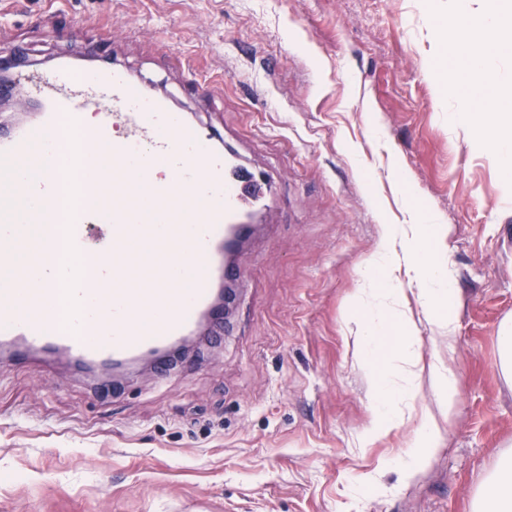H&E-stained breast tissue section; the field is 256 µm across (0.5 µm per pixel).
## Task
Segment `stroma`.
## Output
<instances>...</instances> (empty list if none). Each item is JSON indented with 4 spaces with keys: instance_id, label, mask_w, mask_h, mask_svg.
Masks as SVG:
<instances>
[{
    "instance_id": "1",
    "label": "stroma",
    "mask_w": 512,
    "mask_h": 512,
    "mask_svg": "<svg viewBox=\"0 0 512 512\" xmlns=\"http://www.w3.org/2000/svg\"><path fill=\"white\" fill-rule=\"evenodd\" d=\"M91 49L267 172L272 201L221 348L117 393L57 359L0 363V512H471L512 452V184L453 123L426 0H0V57ZM409 202L449 229L456 336L419 328L458 402L403 476L415 424L375 431L351 337ZM499 369L507 379H512V323L505 321L499 328Z\"/></svg>"
}]
</instances>
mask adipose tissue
Segmentation results:
<instances>
[{"label": "adipose tissue", "mask_w": 512, "mask_h": 512, "mask_svg": "<svg viewBox=\"0 0 512 512\" xmlns=\"http://www.w3.org/2000/svg\"><path fill=\"white\" fill-rule=\"evenodd\" d=\"M445 231L437 215L417 209L411 210L409 223L387 225L356 297V306L365 318L354 339L355 353L367 380L375 427L403 423L398 404L415 398L422 371L430 372L437 392L441 413H421L415 431L417 450L404 460L408 471L417 466L423 453L436 448L437 418L452 416L458 397L452 371L437 365L424 368L420 330L408 308L409 299H416L423 317L438 330L456 329L455 316L441 311L456 298L448 252L425 245L429 235ZM472 512H512V453L498 461L485 490L475 498Z\"/></svg>", "instance_id": "1"}]
</instances>
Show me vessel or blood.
I'll list each match as a JSON object with an SVG mask.
<instances>
[{
  "mask_svg": "<svg viewBox=\"0 0 512 512\" xmlns=\"http://www.w3.org/2000/svg\"><path fill=\"white\" fill-rule=\"evenodd\" d=\"M9 82L38 117L0 134V347L19 361L60 353L86 369L191 335L213 312L218 282L241 276L224 241L244 213L268 208L265 173L94 53L12 71ZM89 112L95 123H84ZM106 146L107 180L91 172ZM66 187L111 189L112 204L62 205ZM24 237L32 254L60 240L74 258L41 281L18 260Z\"/></svg>",
  "mask_w": 512,
  "mask_h": 512,
  "instance_id": "obj_1",
  "label": "vessel or blood"
}]
</instances>
